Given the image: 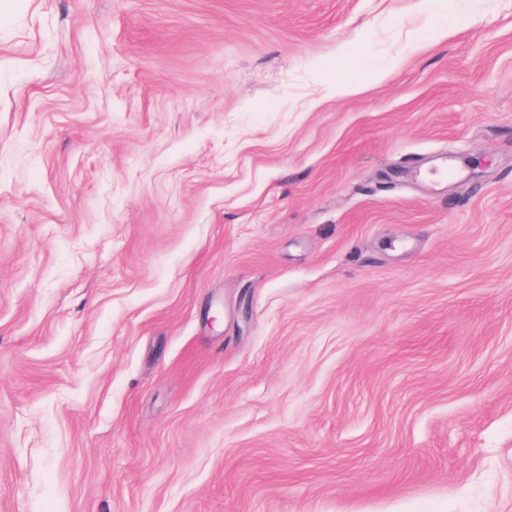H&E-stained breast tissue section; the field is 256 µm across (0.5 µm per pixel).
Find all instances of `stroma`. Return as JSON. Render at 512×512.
<instances>
[{"label":"stroma","instance_id":"stroma-1","mask_svg":"<svg viewBox=\"0 0 512 512\" xmlns=\"http://www.w3.org/2000/svg\"><path fill=\"white\" fill-rule=\"evenodd\" d=\"M0 512H512V0H0Z\"/></svg>","mask_w":512,"mask_h":512}]
</instances>
